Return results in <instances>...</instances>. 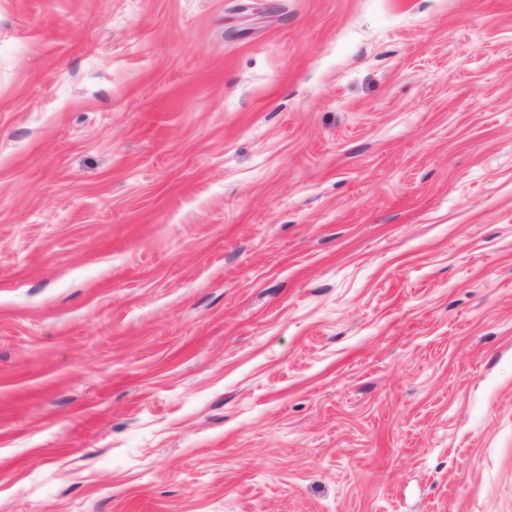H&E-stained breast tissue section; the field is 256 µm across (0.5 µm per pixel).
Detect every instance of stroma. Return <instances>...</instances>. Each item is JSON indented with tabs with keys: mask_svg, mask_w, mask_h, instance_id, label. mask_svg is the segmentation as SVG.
<instances>
[{
	"mask_svg": "<svg viewBox=\"0 0 512 512\" xmlns=\"http://www.w3.org/2000/svg\"><path fill=\"white\" fill-rule=\"evenodd\" d=\"M0 512H512V0H0Z\"/></svg>",
	"mask_w": 512,
	"mask_h": 512,
	"instance_id": "stroma-1",
	"label": "stroma"
}]
</instances>
